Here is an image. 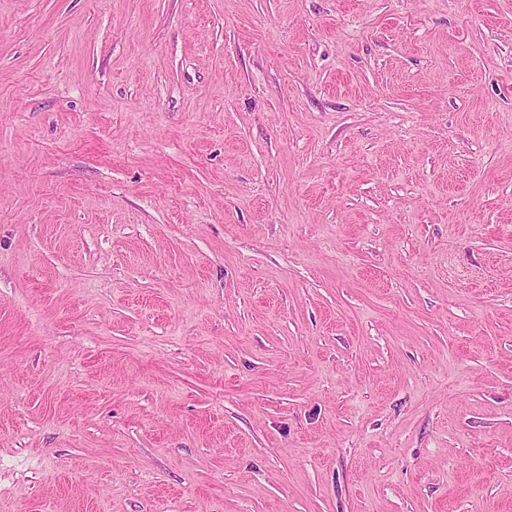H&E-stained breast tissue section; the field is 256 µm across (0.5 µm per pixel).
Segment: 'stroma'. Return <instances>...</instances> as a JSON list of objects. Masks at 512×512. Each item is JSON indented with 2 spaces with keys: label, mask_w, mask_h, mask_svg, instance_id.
<instances>
[{
  "label": "stroma",
  "mask_w": 512,
  "mask_h": 512,
  "mask_svg": "<svg viewBox=\"0 0 512 512\" xmlns=\"http://www.w3.org/2000/svg\"><path fill=\"white\" fill-rule=\"evenodd\" d=\"M0 512H512V0H0Z\"/></svg>",
  "instance_id": "35a3bbf8"
}]
</instances>
